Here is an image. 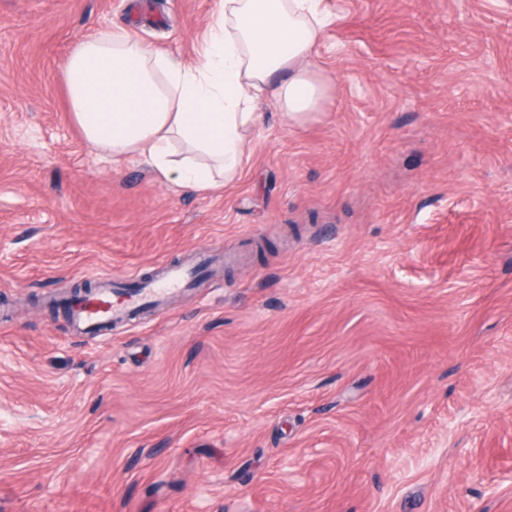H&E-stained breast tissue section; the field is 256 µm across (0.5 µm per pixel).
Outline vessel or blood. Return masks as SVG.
Masks as SVG:
<instances>
[{
    "label": "vessel or blood",
    "instance_id": "b4317fda",
    "mask_svg": "<svg viewBox=\"0 0 512 512\" xmlns=\"http://www.w3.org/2000/svg\"><path fill=\"white\" fill-rule=\"evenodd\" d=\"M194 266L184 263L165 265L158 277L130 292L117 296L109 281H102L95 299L74 305L72 325L79 333L91 335L121 322L133 310L146 304H160L169 292L189 285Z\"/></svg>",
    "mask_w": 512,
    "mask_h": 512
}]
</instances>
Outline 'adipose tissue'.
I'll return each instance as SVG.
<instances>
[{"mask_svg":"<svg viewBox=\"0 0 512 512\" xmlns=\"http://www.w3.org/2000/svg\"><path fill=\"white\" fill-rule=\"evenodd\" d=\"M327 24L320 0H224L192 66L122 27L82 38L62 69L71 117L113 160L139 156L165 180L220 192L249 159L244 133L262 99L292 126L331 99L311 63Z\"/></svg>","mask_w":512,"mask_h":512,"instance_id":"1","label":"adipose tissue"}]
</instances>
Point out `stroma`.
Returning a JSON list of instances; mask_svg holds the SVG:
<instances>
[{
	"instance_id": "obj_1",
	"label": "stroma",
	"mask_w": 512,
	"mask_h": 512,
	"mask_svg": "<svg viewBox=\"0 0 512 512\" xmlns=\"http://www.w3.org/2000/svg\"><path fill=\"white\" fill-rule=\"evenodd\" d=\"M323 8V113L200 195L87 146L61 63L193 64L219 0H0V512H512V0ZM197 253L100 337L49 301Z\"/></svg>"
}]
</instances>
